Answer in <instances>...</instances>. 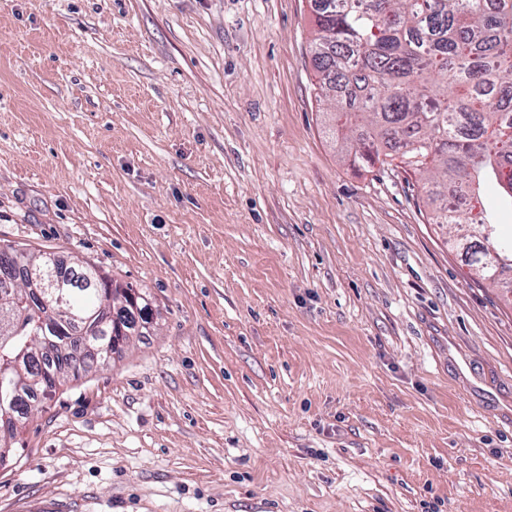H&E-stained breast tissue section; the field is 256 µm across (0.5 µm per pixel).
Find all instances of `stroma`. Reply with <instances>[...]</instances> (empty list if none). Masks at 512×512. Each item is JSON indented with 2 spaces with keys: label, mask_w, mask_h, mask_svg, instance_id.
<instances>
[{
  "label": "stroma",
  "mask_w": 512,
  "mask_h": 512,
  "mask_svg": "<svg viewBox=\"0 0 512 512\" xmlns=\"http://www.w3.org/2000/svg\"><path fill=\"white\" fill-rule=\"evenodd\" d=\"M309 0H0V245L143 289L0 512H512V301L351 170Z\"/></svg>",
  "instance_id": "1"
}]
</instances>
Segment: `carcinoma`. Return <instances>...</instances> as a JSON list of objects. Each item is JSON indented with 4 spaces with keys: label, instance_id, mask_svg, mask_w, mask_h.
Instances as JSON below:
<instances>
[{
    "label": "carcinoma",
    "instance_id": "cac0c4a2",
    "mask_svg": "<svg viewBox=\"0 0 512 512\" xmlns=\"http://www.w3.org/2000/svg\"><path fill=\"white\" fill-rule=\"evenodd\" d=\"M315 37L309 44L319 101L333 110L336 131L353 134L343 154L357 170L408 167L433 224L465 226L455 247L490 232L509 264L465 258L489 284L512 293V238L504 239L480 206L484 185L502 189L512 207V0H310ZM49 261L65 304L50 312L23 288L0 282V415L16 424L0 431V466L13 455L31 403L57 385L79 380L110 362L125 340L148 331L132 309L107 313L112 279L88 262L64 265L47 252L0 246L19 278ZM99 315L100 334L72 335L75 316Z\"/></svg>",
    "mask_w": 512,
    "mask_h": 512
}]
</instances>
